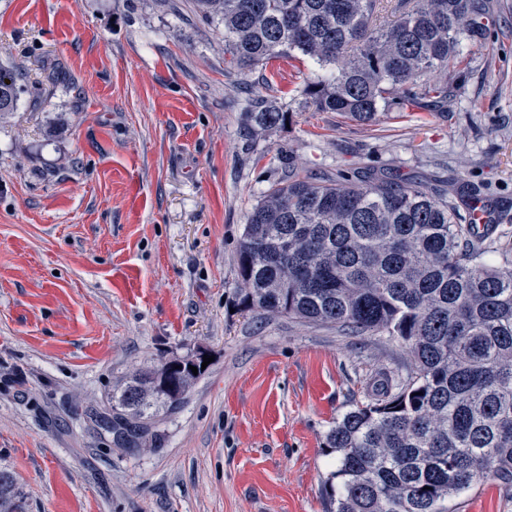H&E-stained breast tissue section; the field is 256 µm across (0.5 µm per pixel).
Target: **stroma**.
Returning a JSON list of instances; mask_svg holds the SVG:
<instances>
[{
    "label": "stroma",
    "mask_w": 512,
    "mask_h": 512,
    "mask_svg": "<svg viewBox=\"0 0 512 512\" xmlns=\"http://www.w3.org/2000/svg\"><path fill=\"white\" fill-rule=\"evenodd\" d=\"M448 78V106L363 126L294 100L304 57L224 62L194 0H0V66L23 91L0 121V467L30 512H330L326 435L400 372L384 334L243 307L238 244L289 172L477 187L490 262L512 254V0ZM290 107L253 131L250 97ZM212 356L145 449L92 413L159 361ZM452 512H512L488 480Z\"/></svg>",
    "instance_id": "stroma-1"
}]
</instances>
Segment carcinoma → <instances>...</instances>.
Returning <instances> with one entry per match:
<instances>
[{"instance_id":"cac0c4a2","label":"carcinoma","mask_w":512,"mask_h":512,"mask_svg":"<svg viewBox=\"0 0 512 512\" xmlns=\"http://www.w3.org/2000/svg\"><path fill=\"white\" fill-rule=\"evenodd\" d=\"M224 25L233 69L293 53L314 61L300 90L318 112L361 125L396 101L448 104L463 51L487 39L490 0H194ZM21 93L0 67V118ZM288 113L260 101L248 113L269 131ZM488 225L463 224L448 189L394 178L336 183L292 174L254 205L238 247L242 304L356 333L396 337L410 359L392 385L336 421L326 445L338 466L334 512H450L462 491L492 478L512 484V261H484ZM195 356L173 357L112 391L96 416L118 448L141 450L159 407L176 409ZM0 512H28L14 474L0 467Z\"/></svg>"}]
</instances>
